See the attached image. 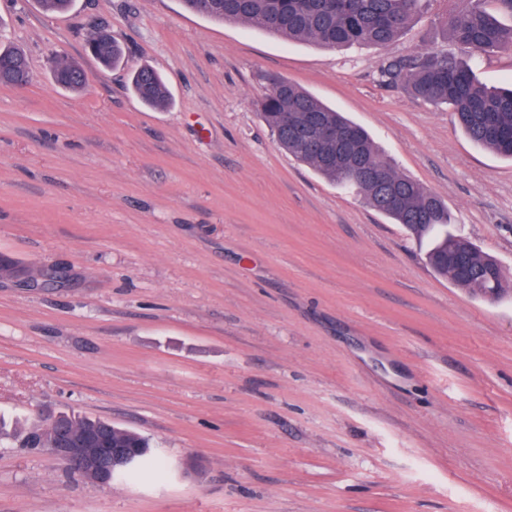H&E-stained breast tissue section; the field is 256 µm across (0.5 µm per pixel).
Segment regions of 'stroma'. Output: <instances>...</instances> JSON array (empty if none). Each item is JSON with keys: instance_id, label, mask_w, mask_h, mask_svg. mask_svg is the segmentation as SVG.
Returning <instances> with one entry per match:
<instances>
[{"instance_id": "1", "label": "stroma", "mask_w": 512, "mask_h": 512, "mask_svg": "<svg viewBox=\"0 0 512 512\" xmlns=\"http://www.w3.org/2000/svg\"><path fill=\"white\" fill-rule=\"evenodd\" d=\"M428 0L389 47L323 49L179 0H0L25 50L0 85V416L102 417L163 475L98 484L0 442V512H512V297L489 304L426 244L279 148L254 103L280 76L364 127L512 275V160L378 78L457 53ZM124 46L103 69L85 41ZM74 59L83 91L54 84ZM512 85V49L470 58ZM148 65L171 104L144 107ZM46 274L42 287L30 273ZM86 45L99 63L113 68L123 61L124 50L121 42L105 27H98L87 38ZM51 62L53 79L59 86L70 90L85 86L86 76L77 62L62 55L54 56ZM131 89L147 107L163 109L170 103L169 92L163 78L149 67H141L133 73Z\"/></svg>"}]
</instances>
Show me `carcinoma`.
I'll list each match as a JSON object with an SVG mask.
<instances>
[{"label":"carcinoma","instance_id":"cac0c4a2","mask_svg":"<svg viewBox=\"0 0 512 512\" xmlns=\"http://www.w3.org/2000/svg\"><path fill=\"white\" fill-rule=\"evenodd\" d=\"M423 0H181L185 9L224 23H248L269 34L300 40L320 47L385 48L407 29ZM491 0H472L471 7L449 14L444 30L460 47L472 53L512 48V27L502 26L488 8ZM86 45L99 63L113 68L123 61L121 42L105 27H98ZM54 81L79 90L86 84L81 66L58 55L51 59ZM28 60L20 49L0 45V84L11 85ZM388 86L404 88L413 97L434 105H446L475 144L512 158V88L487 87L477 81L471 68L453 56L421 49L409 56L389 57L379 69ZM270 90L255 102V109L271 130L278 145L296 161L312 168L329 182L359 195L373 210L400 224L416 238L429 237L433 258L462 243L471 274L458 276L438 266L436 272L472 295L495 288L499 296L512 292L509 280L494 259L466 238L448 232V209L443 201L420 183L404 176L379 154L364 129L354 148L345 151L333 143L313 146L309 126L317 124L334 132L353 125L341 113L311 93L279 77L269 78ZM134 95L147 107L163 109L170 103L163 78L149 67L131 77ZM75 436L93 430L106 431L117 442L135 451L130 465L115 470L110 481L132 479L158 466L147 438L121 429L102 418L58 412L44 414L38 423L14 435L16 447L30 454L53 446L57 426Z\"/></svg>","mask_w":512,"mask_h":512}]
</instances>
